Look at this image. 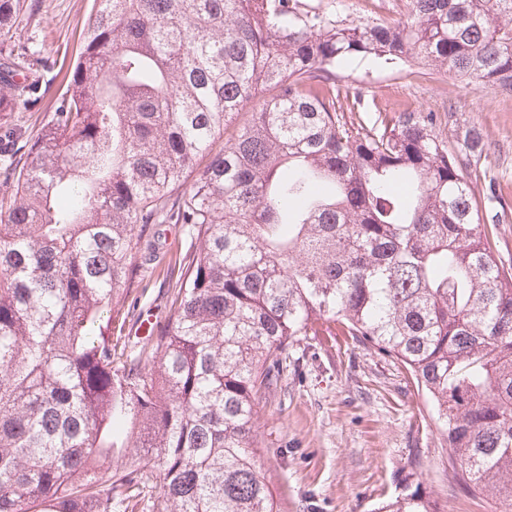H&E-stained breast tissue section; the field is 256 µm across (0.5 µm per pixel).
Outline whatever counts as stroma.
Instances as JSON below:
<instances>
[{
  "instance_id": "stroma-1",
  "label": "stroma",
  "mask_w": 512,
  "mask_h": 512,
  "mask_svg": "<svg viewBox=\"0 0 512 512\" xmlns=\"http://www.w3.org/2000/svg\"><path fill=\"white\" fill-rule=\"evenodd\" d=\"M309 9L347 24L408 19L411 0H306ZM93 0H42L35 17H20L16 52L45 61L47 91L28 111L0 123V139L35 134L66 90ZM342 105L359 97L373 122L401 112H430L435 132L456 149L465 127H478L488 155L468 168L483 213L505 210L497 255L512 264V91L410 63L383 67L358 58L336 79ZM160 260L123 304L127 328L141 312L163 320L192 240L184 224H162ZM281 388L264 402L256 427L262 473L281 512H373L406 484L420 487L441 512H500L498 502L463 489L452 454L421 391L399 362L347 337L310 336L294 343L281 364Z\"/></svg>"
}]
</instances>
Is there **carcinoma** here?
I'll return each instance as SVG.
<instances>
[{"mask_svg": "<svg viewBox=\"0 0 512 512\" xmlns=\"http://www.w3.org/2000/svg\"><path fill=\"white\" fill-rule=\"evenodd\" d=\"M344 25L303 0H95L53 118L0 158V512H276L255 422L306 336L403 364L459 464L512 512V268L429 114L371 125L336 105V66L420 62L512 90V0H412ZM0 0V113L16 80ZM314 84L330 85L320 96ZM250 119H236L259 94ZM194 250L164 320L114 341L156 228ZM378 512H440L415 488Z\"/></svg>", "mask_w": 512, "mask_h": 512, "instance_id": "obj_1", "label": "carcinoma"}]
</instances>
